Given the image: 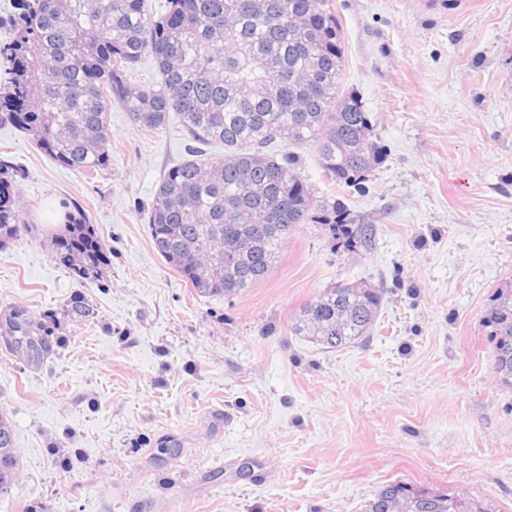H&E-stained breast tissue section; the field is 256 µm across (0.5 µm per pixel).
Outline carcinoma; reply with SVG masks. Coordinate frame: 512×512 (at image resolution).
<instances>
[{"instance_id": "1", "label": "carcinoma", "mask_w": 512, "mask_h": 512, "mask_svg": "<svg viewBox=\"0 0 512 512\" xmlns=\"http://www.w3.org/2000/svg\"><path fill=\"white\" fill-rule=\"evenodd\" d=\"M12 63L9 111L55 162L80 172L110 162L109 110L119 102L147 131L177 113L194 143L154 195L148 227L155 250L199 296H226L263 280L302 224H326L342 246L357 243L346 210L316 199L299 172L298 147L312 146L328 181L356 187L379 164L370 113L342 86L344 48L330 0H167L153 16L147 0H22L13 39L0 47ZM159 82L132 88L143 56ZM284 150L272 153L276 142ZM224 144V157L203 146ZM11 165L0 162V246L25 227ZM60 261L82 279L108 265L91 224L71 221L55 237ZM383 291L335 285L305 304L295 334L325 349L368 335ZM94 317L81 293L58 312L0 311V342L31 369L55 353L66 321ZM492 372L512 389V284L497 289L484 315ZM19 471L12 425L0 417V493ZM365 512H487L444 490L385 485Z\"/></svg>"}]
</instances>
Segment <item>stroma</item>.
Here are the masks:
<instances>
[{"instance_id": "stroma-1", "label": "stroma", "mask_w": 512, "mask_h": 512, "mask_svg": "<svg viewBox=\"0 0 512 512\" xmlns=\"http://www.w3.org/2000/svg\"><path fill=\"white\" fill-rule=\"evenodd\" d=\"M330 9L343 87L383 157L355 187L323 178L310 146L300 172L372 235L349 252L301 225L240 293L198 296L153 247L154 194L189 156L177 114L149 132L112 104L111 161L94 175L0 124L28 224L0 246V306L57 311L79 292L95 312L41 370L0 346L19 455L0 512H364L394 481L512 512V390L483 323L512 282V0ZM50 202L110 250L99 279L55 257L65 226L48 223ZM341 283L382 289L383 305L368 336L330 351L292 325Z\"/></svg>"}]
</instances>
